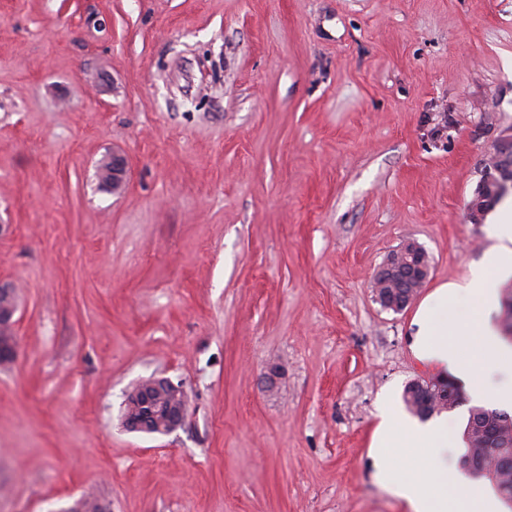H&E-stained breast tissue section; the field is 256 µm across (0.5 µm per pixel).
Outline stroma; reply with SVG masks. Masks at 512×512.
<instances>
[{
    "mask_svg": "<svg viewBox=\"0 0 512 512\" xmlns=\"http://www.w3.org/2000/svg\"><path fill=\"white\" fill-rule=\"evenodd\" d=\"M510 127L512 0H0V512H410L376 431L439 376L416 315L493 245L467 205ZM150 377L167 435L121 425ZM98 176L102 183H108L113 192L121 190L128 177V164L126 158L117 152L104 159L99 168ZM410 250L418 255L419 263L414 265L403 261V251ZM432 271V264L428 252L417 242L408 241L402 247L397 250L390 252L384 259L383 263L374 273L373 281H376L377 277L388 279L397 284V279L402 276L403 280L408 282L409 292L403 297L400 302H390L387 300L388 297H383L384 308H406L416 296L417 288H413L414 282L421 278L424 280L429 279ZM163 389L169 392L171 400L165 407V428H159L160 433L152 431L150 420L136 418L133 416H124L122 424L126 430L134 432H143L147 434L167 435L182 425L187 415V399L185 392L179 386H175L167 378L152 377L148 380L139 382L127 394L125 404H131L132 401L146 406L155 398L157 393H162Z\"/></svg>",
    "mask_w": 512,
    "mask_h": 512,
    "instance_id": "obj_1",
    "label": "stroma"
}]
</instances>
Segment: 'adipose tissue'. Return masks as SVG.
<instances>
[{"instance_id":"1","label":"adipose tissue","mask_w":512,"mask_h":512,"mask_svg":"<svg viewBox=\"0 0 512 512\" xmlns=\"http://www.w3.org/2000/svg\"><path fill=\"white\" fill-rule=\"evenodd\" d=\"M492 237L494 246L473 265L463 283L443 284L435 290L431 301L420 308L414 350L419 359L448 370L467 385L474 399L505 404L512 403V389L489 390L482 382L483 365L462 359L457 345L448 341L447 328L434 317L435 309L447 306L449 295L470 294L477 306V315L469 328L471 335L479 337L487 359L499 361L507 356L489 316L501 284L512 279V202L497 207ZM447 446V423L436 421L418 426L403 422L393 410H386L376 445L382 461L378 477L407 501L411 512H498L495 500L484 494L475 495L472 482L448 470L441 457ZM409 457L426 458V470L393 469L394 461Z\"/></svg>"}]
</instances>
